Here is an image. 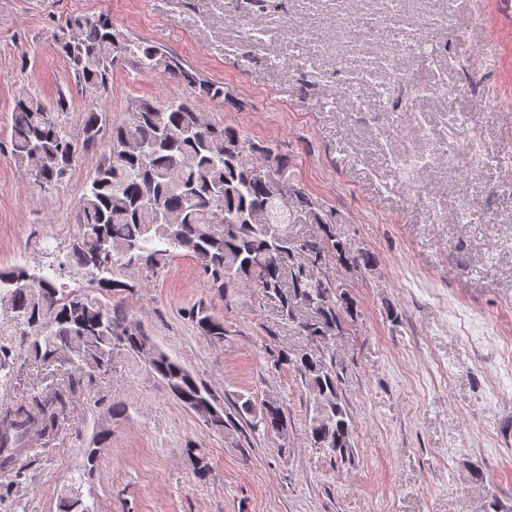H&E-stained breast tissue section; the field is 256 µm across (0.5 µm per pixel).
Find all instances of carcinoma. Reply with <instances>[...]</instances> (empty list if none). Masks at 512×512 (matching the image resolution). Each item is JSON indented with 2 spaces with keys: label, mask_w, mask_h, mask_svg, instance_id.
Instances as JSON below:
<instances>
[{
  "label": "carcinoma",
  "mask_w": 512,
  "mask_h": 512,
  "mask_svg": "<svg viewBox=\"0 0 512 512\" xmlns=\"http://www.w3.org/2000/svg\"><path fill=\"white\" fill-rule=\"evenodd\" d=\"M81 94L91 102L106 97L114 69L133 61L155 64L158 50L124 37L106 14L75 15L53 35ZM173 78L211 98L224 89L200 82L177 65ZM65 95L54 105L22 91L11 112L10 151L43 189L58 186L79 157L99 140L102 114L84 113L85 137L75 142L62 115ZM264 157L263 174L251 156ZM322 228V237H296L288 225L298 216ZM78 235L64 256L53 255L49 268L74 269L90 288L72 289L24 266L0 269V381H11L19 362L50 366L67 359L74 374L63 382L33 390L0 408V501L23 477L20 460L36 433L46 442L58 431L75 400L81 376L106 374L120 352L139 353L150 337L128 329L131 318L121 280L131 262L154 267L163 257L184 250L195 258L207 284L223 292L253 287L297 324L308 344L280 349L275 365L299 373L313 397V444L345 459L352 448L353 420L339 395L340 372L327 363L322 343L341 332L355 304L343 285L330 280V258L366 269L376 263L367 251H352L337 238L308 194L291 184L288 159L238 129L208 120L196 103L177 96L163 104L138 99L126 117L112 125L109 151L98 163L80 199ZM199 334L224 341V322L202 308L190 312ZM150 369L170 393L207 426L222 433L235 426L203 383L168 353L157 349ZM237 416L253 429L286 430L285 414L274 397L255 405L238 398ZM197 478L211 472L207 457L188 447ZM59 512H93L81 493L60 499Z\"/></svg>",
  "instance_id": "obj_1"
}]
</instances>
